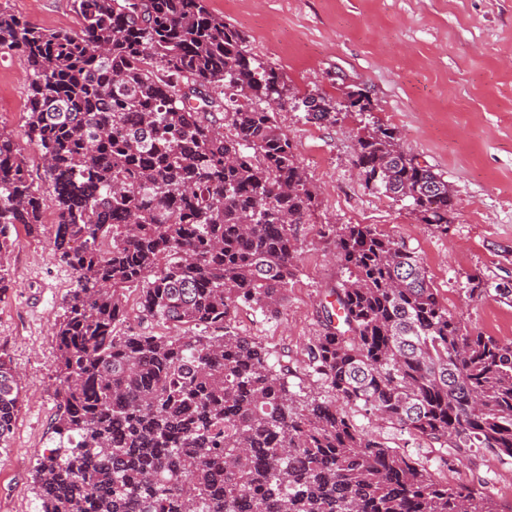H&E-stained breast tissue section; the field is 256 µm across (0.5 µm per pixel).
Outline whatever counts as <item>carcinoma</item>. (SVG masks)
<instances>
[{"mask_svg":"<svg viewBox=\"0 0 512 512\" xmlns=\"http://www.w3.org/2000/svg\"><path fill=\"white\" fill-rule=\"evenodd\" d=\"M73 8L74 33L0 11V52L20 55L24 135L45 183L30 180L25 148L0 124V295L18 228L39 234L49 209L54 250L77 274L55 325L58 413L35 470L40 512H496L336 406L461 456L512 459V341L454 318L404 243L370 224L331 230L346 279L330 290L337 324L309 346L327 398L291 392L288 366L232 325L240 306L278 313L296 268L293 226L317 207L272 103L323 123L344 105L367 111L369 97L291 91L204 0ZM354 163L421 223L448 228V181L393 129L360 137ZM132 287L142 318L173 334H116ZM468 290L512 299L476 274ZM21 389L0 355V447Z\"/></svg>","mask_w":512,"mask_h":512,"instance_id":"1","label":"carcinoma"}]
</instances>
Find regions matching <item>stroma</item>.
<instances>
[{
  "mask_svg": "<svg viewBox=\"0 0 512 512\" xmlns=\"http://www.w3.org/2000/svg\"><path fill=\"white\" fill-rule=\"evenodd\" d=\"M235 25L261 64L278 68L302 95L345 99L363 90L367 112L308 121L283 107L276 120L317 192L318 206L296 225L297 268L277 315L240 307L233 325L287 364L291 389L328 392L309 366L308 345L324 328L329 292L341 278L329 226L369 224L404 242L433 287L468 329L512 340V300L472 296L467 277L512 283V0H206ZM0 10L47 30H78L72 0H0ZM27 82L16 57L0 53V123L22 132ZM393 128L402 149L447 180L455 207L447 230L420 223L405 203L367 187L353 164L360 136ZM56 215L39 237L19 234L12 286L0 295V355L22 386L21 408L0 449V512H38L33 472L51 448L57 411L54 325L74 276L52 246ZM352 422L434 478L489 493L512 512V459L487 452L456 460L407 430L355 406Z\"/></svg>",
  "mask_w": 512,
  "mask_h": 512,
  "instance_id": "stroma-1",
  "label": "stroma"
}]
</instances>
